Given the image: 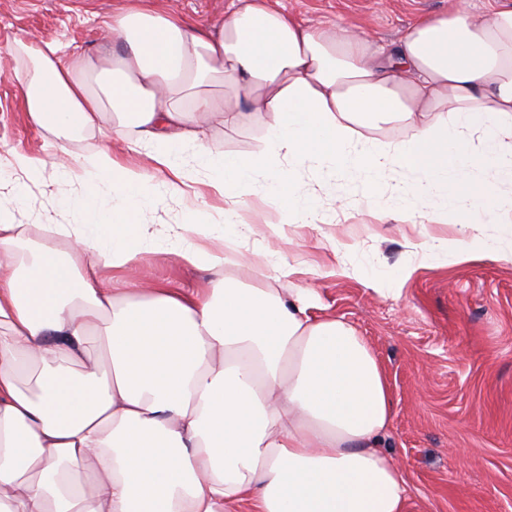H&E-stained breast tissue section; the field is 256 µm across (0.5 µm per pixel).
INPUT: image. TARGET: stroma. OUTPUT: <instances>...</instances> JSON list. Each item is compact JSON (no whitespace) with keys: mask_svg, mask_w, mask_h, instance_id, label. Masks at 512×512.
Instances as JSON below:
<instances>
[{"mask_svg":"<svg viewBox=\"0 0 512 512\" xmlns=\"http://www.w3.org/2000/svg\"><path fill=\"white\" fill-rule=\"evenodd\" d=\"M314 23H343L394 43L425 16H444L454 0H281ZM195 29L220 25L230 0H150ZM126 0H0V164L20 152L44 161L25 202L0 198L15 224H59L63 200L78 196L55 163L56 139L33 125L22 97L33 67L13 53L16 41L36 36L56 44L63 60L95 56L106 22ZM263 132L255 121L234 129L215 125V153H244ZM398 176L386 171L377 191L358 183L336 187L321 206L318 227L278 223L280 203L255 202L258 235L240 250L287 258L282 288L315 289L329 313L353 325L383 365L393 401L384 446L401 462L411 485L405 512H512V261L493 253L457 263H420L418 246L430 238L496 233L494 224H403L387 219ZM384 220H377V213ZM343 246L336 269L324 240ZM206 272L155 254L142 255L127 285L158 282L199 288Z\"/></svg>","mask_w":512,"mask_h":512,"instance_id":"1","label":"stroma"}]
</instances>
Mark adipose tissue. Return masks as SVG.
Segmentation results:
<instances>
[{
	"label": "adipose tissue",
	"instance_id": "adipose-tissue-1",
	"mask_svg": "<svg viewBox=\"0 0 512 512\" xmlns=\"http://www.w3.org/2000/svg\"><path fill=\"white\" fill-rule=\"evenodd\" d=\"M101 45L67 62L34 38L15 45L35 65L22 106L57 137L82 194L33 240L0 219L12 266L0 276V512H405L371 346L314 289L241 287L225 269L246 257L220 243L252 234L251 197L287 194L280 223H317L300 167L329 198L340 181L378 189L395 168L392 219L499 226L429 239L422 261L512 260V8L455 0L384 44L272 0H237L213 31L130 0ZM266 114L253 151L212 153L205 123ZM403 126L400 140L367 135ZM95 130L103 144L71 156L68 141ZM167 193L183 199L182 223H142ZM145 253L215 279L135 296L121 282Z\"/></svg>",
	"mask_w": 512,
	"mask_h": 512
}]
</instances>
